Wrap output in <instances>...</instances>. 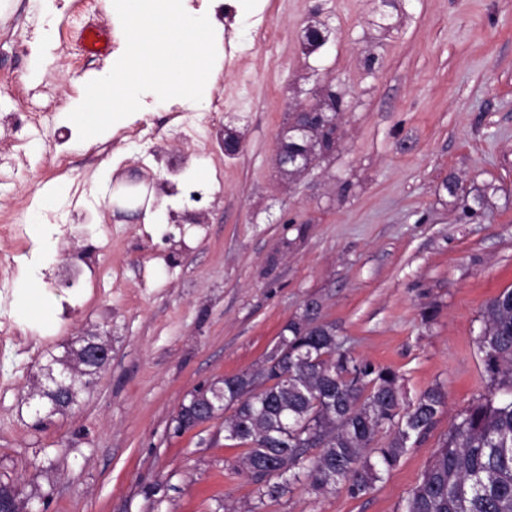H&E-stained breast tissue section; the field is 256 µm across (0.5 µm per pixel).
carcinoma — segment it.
Listing matches in <instances>:
<instances>
[{
    "label": "carcinoma",
    "mask_w": 512,
    "mask_h": 512,
    "mask_svg": "<svg viewBox=\"0 0 512 512\" xmlns=\"http://www.w3.org/2000/svg\"><path fill=\"white\" fill-rule=\"evenodd\" d=\"M297 142L303 168L331 152L337 127ZM477 339L493 391L460 413L403 512H512V288L490 299ZM288 348L269 368L224 379L225 439L245 448L242 466L257 485L258 512L297 484L317 493L343 486L352 497L366 493L399 462L412 437L427 433L445 405L438 388L401 403L398 372L357 360L336 330L307 309L283 329ZM259 380L272 385L258 395ZM394 428L383 448L373 447L384 427ZM319 452L310 454V449Z\"/></svg>",
    "instance_id": "obj_1"
}]
</instances>
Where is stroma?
Here are the masks:
<instances>
[{"mask_svg":"<svg viewBox=\"0 0 512 512\" xmlns=\"http://www.w3.org/2000/svg\"><path fill=\"white\" fill-rule=\"evenodd\" d=\"M312 20L331 35L308 57ZM262 23L279 34L270 51L216 59L213 110L147 92L89 142L68 115L107 62L77 34L93 24L115 37L118 15L106 0H0V224L27 234L23 247L0 239V283L17 288L19 258L40 260L0 363V482L42 512L256 504L223 420L180 434L174 417L203 385L257 369L310 301L355 357L399 372L404 402L438 387L446 404L365 494L299 486L261 512H402L452 421L491 391L476 339L484 305L512 288V0H262L241 38ZM320 78L344 97L339 139L289 180L277 137ZM227 128L242 137L233 157ZM130 173L171 187L147 188L152 223L114 219L106 204ZM477 196L485 203L469 212ZM198 209L202 223H182ZM66 224L86 225L71 252L97 269L74 288L55 285L71 252L41 236ZM91 333L107 336L111 360L51 412L38 384Z\"/></svg>","mask_w":512,"mask_h":512,"instance_id":"1","label":"stroma"}]
</instances>
